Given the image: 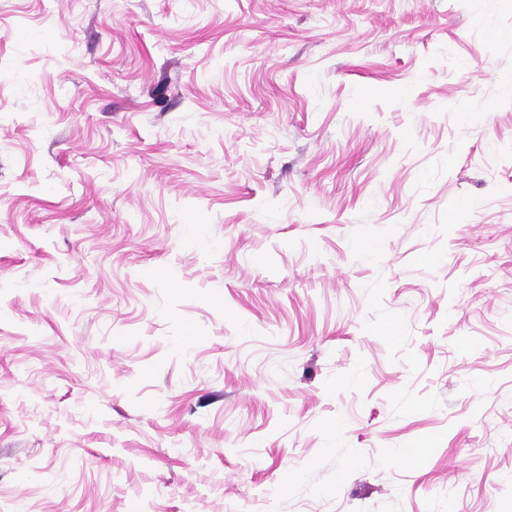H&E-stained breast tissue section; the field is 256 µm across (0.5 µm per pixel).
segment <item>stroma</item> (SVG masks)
<instances>
[{
    "mask_svg": "<svg viewBox=\"0 0 512 512\" xmlns=\"http://www.w3.org/2000/svg\"><path fill=\"white\" fill-rule=\"evenodd\" d=\"M493 27L0 0V512H512Z\"/></svg>",
    "mask_w": 512,
    "mask_h": 512,
    "instance_id": "stroma-1",
    "label": "stroma"
}]
</instances>
